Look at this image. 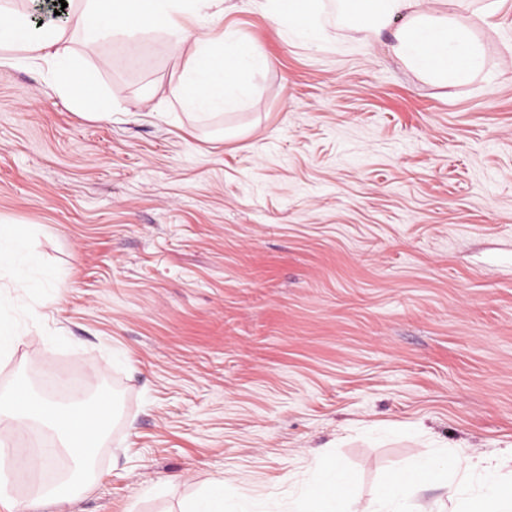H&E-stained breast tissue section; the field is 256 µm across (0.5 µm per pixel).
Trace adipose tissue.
<instances>
[{"instance_id":"adipose-tissue-1","label":"adipose tissue","mask_w":512,"mask_h":512,"mask_svg":"<svg viewBox=\"0 0 512 512\" xmlns=\"http://www.w3.org/2000/svg\"><path fill=\"white\" fill-rule=\"evenodd\" d=\"M222 0H79L76 11L68 13L65 24L36 29L16 8L14 0H0V47L22 44L30 58L47 62L52 72L51 86L62 97L91 98L87 59L62 49L68 30L84 29L93 38L122 34L129 54L138 51L142 22L162 28L176 44L185 45L186 65L174 92L184 111L207 115L242 104L249 88L245 74L270 68L269 58L247 49L234 35L213 38L205 22L212 8ZM349 18L360 21L366 43H373L382 31L393 29V53L422 75L440 83L462 82L483 66V51L472 30L448 16V0H340ZM312 0H267L270 16L278 25L316 38L321 30L305 14ZM199 24L195 37H188L185 21ZM38 263L27 245L0 233V269L12 272L17 287H28L27 269ZM111 403L100 398L91 405L73 400L60 405L45 399L34 407L22 389L0 392V512H18L11 494V478L16 472L7 432L23 429L39 421L51 433L54 444L25 463L30 473L52 468L55 456L73 458L70 476L40 486L29 500V512H40L53 503L66 505L75 499L73 487L86 475L103 435ZM332 464H321L310 486L299 497L297 512H426L414 501V488L389 475L378 494L359 503L339 484H332ZM415 472L423 481L439 483L447 492L453 512H512V485L505 484L493 460L469 455H431L419 459ZM478 487H470V478ZM331 483L326 496H318L321 483Z\"/></svg>"}]
</instances>
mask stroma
Masks as SVG:
<instances>
[{
  "mask_svg": "<svg viewBox=\"0 0 512 512\" xmlns=\"http://www.w3.org/2000/svg\"><path fill=\"white\" fill-rule=\"evenodd\" d=\"M315 12L310 44L224 0L214 33L275 65L203 117L156 28L98 44L108 121L0 53V226L40 259L0 276V392L75 374L112 403L93 481L44 512H180L219 480L291 512L320 458L365 502L512 444V0L457 8L484 66L447 86Z\"/></svg>",
  "mask_w": 512,
  "mask_h": 512,
  "instance_id": "35a3bbf8",
  "label": "stroma"
}]
</instances>
